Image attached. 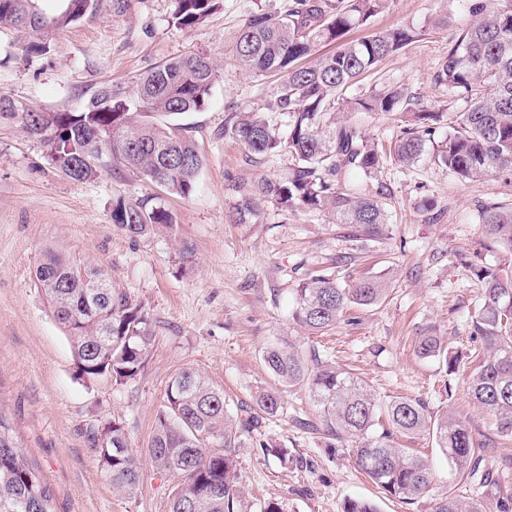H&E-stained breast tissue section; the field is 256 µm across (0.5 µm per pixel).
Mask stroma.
Wrapping results in <instances>:
<instances>
[{
    "label": "stroma",
    "instance_id": "stroma-1",
    "mask_svg": "<svg viewBox=\"0 0 512 512\" xmlns=\"http://www.w3.org/2000/svg\"><path fill=\"white\" fill-rule=\"evenodd\" d=\"M288 0H223L203 24L177 27L174 0H98L94 14L56 33L45 54L30 55L21 39L0 32V95L41 112L77 109L100 85L123 86L171 58L209 54L218 78L206 108L179 116L205 163L189 197L170 193L139 173L113 169L104 160L99 178L77 182L56 170L43 141L16 118L0 117V413L17 445L50 486L56 512H169L173 477L151 461L154 415L172 376L190 366L223 388L233 417L244 416L260 392L273 390L263 361L266 345L283 339L308 345L289 321L291 290L305 273L330 267L350 252L345 230L320 212L283 211L265 205L255 224H233L230 182L253 184L288 172L285 157L250 160L226 139L229 115L265 111L279 79L245 74L233 56L236 36L255 12H284ZM452 15L464 24V0H391L374 27L420 29L414 43L380 62L350 90L358 96L403 85L425 99L457 109L435 72L448 50L449 29L433 21ZM370 192H391L383 236L365 243L370 273H391L392 288L359 322L340 323L325 338L337 362L348 364L380 398L420 397L432 411L453 407L491 431L489 416L468 396L466 372L446 375L437 360L416 351L420 332L434 329L451 348L466 349L468 312L479 299L476 281L453 253L481 250L478 204H512V175L461 182L423 159L412 169L391 165L362 178ZM152 199L174 219L169 235L136 240L116 227L114 198ZM434 198V211L420 202ZM192 246L195 263L182 269L180 243ZM106 270L148 312L154 340L143 373L124 386L79 378L66 331L33 279L45 250ZM284 412L259 421L263 439L288 448L281 462L254 443L237 452L240 512H261L268 501L285 512H341L344 501H371L378 512H433L449 495L478 500L498 512L512 497V441H501L487 462L497 484L459 475L432 437L412 446L434 472L430 490L413 504L383 493L357 470L348 448L329 447L307 428L316 412L306 390L283 392ZM118 419L142 458L135 495L116 493L91 448L100 422Z\"/></svg>",
    "mask_w": 512,
    "mask_h": 512
}]
</instances>
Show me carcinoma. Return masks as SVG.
Listing matches in <instances>:
<instances>
[{
	"instance_id": "cac0c4a2",
	"label": "carcinoma",
	"mask_w": 512,
	"mask_h": 512,
	"mask_svg": "<svg viewBox=\"0 0 512 512\" xmlns=\"http://www.w3.org/2000/svg\"><path fill=\"white\" fill-rule=\"evenodd\" d=\"M39 0H0V30L27 40L30 54H43L54 33L93 13L97 0H60L44 14ZM220 0H175L174 24H201ZM468 23L457 28L440 58L436 82L462 102L455 112L425 101L403 86H387L367 95L346 92L379 62L414 42L413 26L373 30L347 41L366 26L389 0H289L282 14L255 12L240 30L235 55L248 73H279L282 81L267 104L269 112L288 115L281 130L261 112H239L224 123V137L244 147L252 159L288 156V174L253 185L235 184L230 217L254 224L263 205L285 211L328 213L352 241L384 233L387 208L383 193L370 194L345 181L351 171L376 176L388 162L415 167L425 146L432 158L459 180L512 173V0H465ZM324 44L335 50L319 54ZM216 79L205 54L169 59L135 77L126 87L110 83L75 112H39L0 97V115L18 116L23 128L49 147L50 163L70 171L74 180L98 176L99 166L80 155L96 145L113 167L131 168L172 192L190 196L204 160L195 144L170 118L203 110ZM381 112L401 122L387 144L372 138L354 113ZM448 133L435 141L439 125ZM485 247L512 254V206L489 202L481 207ZM112 223L136 239L172 227L161 206L112 200ZM455 261L482 286L471 314L474 352L445 347L439 336L423 331L417 352L443 363L448 374L463 359L472 363L468 394L494 420L493 432L480 433L460 412H433L420 397L383 401L352 370L310 344H271L262 352L268 374L285 389L304 387L316 411V430L329 445L354 443L357 468L385 494L412 504L429 490L433 472L421 457L399 447L397 439L428 434L456 469L487 481L486 457L502 438H512V275L475 262L461 253ZM361 250L338 258L335 270L312 271L293 289L290 320L309 336H324L357 312L380 304L391 281L359 269ZM37 287L57 321L68 332L80 377L124 385L144 370L153 341L150 317L97 267L47 251L35 270ZM258 411L233 421L224 391L198 370L187 367L170 380L154 419L148 446L151 460L177 479L169 512H239L237 449L254 438L259 414L283 411L281 393L256 398ZM92 450L112 487L134 495L142 476L141 459L130 448L123 422L112 419L92 431ZM0 512H54L53 495L36 465L18 449L12 428L0 414ZM433 512H483L480 504L448 496Z\"/></svg>"
}]
</instances>
